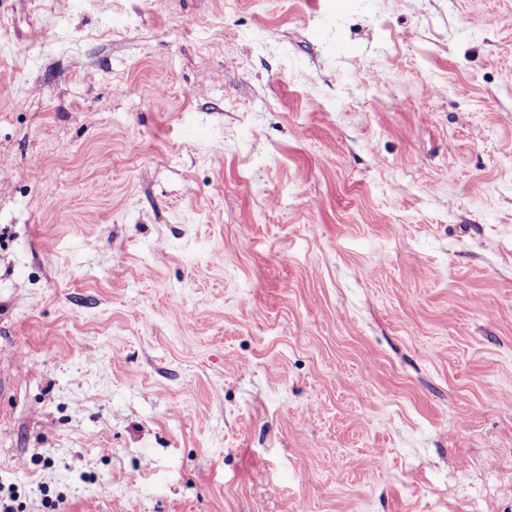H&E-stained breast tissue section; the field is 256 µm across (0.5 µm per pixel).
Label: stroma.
Wrapping results in <instances>:
<instances>
[{"mask_svg":"<svg viewBox=\"0 0 512 512\" xmlns=\"http://www.w3.org/2000/svg\"><path fill=\"white\" fill-rule=\"evenodd\" d=\"M18 512H512V0H0Z\"/></svg>","mask_w":512,"mask_h":512,"instance_id":"stroma-1","label":"stroma"}]
</instances>
